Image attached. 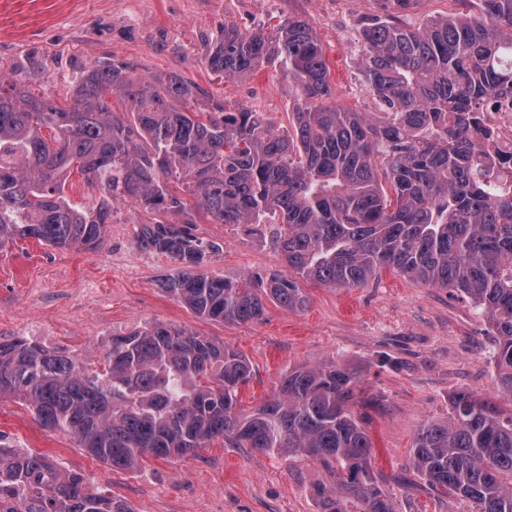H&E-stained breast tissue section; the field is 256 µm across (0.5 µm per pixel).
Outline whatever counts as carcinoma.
Wrapping results in <instances>:
<instances>
[{"label":"carcinoma","mask_w":512,"mask_h":512,"mask_svg":"<svg viewBox=\"0 0 512 512\" xmlns=\"http://www.w3.org/2000/svg\"><path fill=\"white\" fill-rule=\"evenodd\" d=\"M376 2L358 69L377 118L327 104L323 49L299 17L267 34L226 28L206 58L225 79L278 70L297 101L285 131L177 71L140 77L124 59L88 70L67 107L0 76V247L35 239L95 249L114 204L128 202L142 215L137 246L173 263L159 290L207 320H258L265 297L303 310L301 281L352 288L385 270L452 288L487 319L497 391L512 402V187L491 180L475 137L478 112L512 93V0H479L476 16L414 30L393 19L416 0ZM74 174L95 202L68 198ZM201 220L269 237L285 270L208 275L222 246L193 233ZM250 374L232 347L161 323L112 337L96 366L65 348L0 342V400L25 402L40 427L114 470L220 439L322 465L335 481L313 484L321 512H394L354 412L355 373L338 363L294 371L244 413L238 391ZM410 456L437 494L474 512H512V415L497 404L454 393L448 418L426 421ZM0 512L131 510L50 455L0 440Z\"/></svg>","instance_id":"obj_1"}]
</instances>
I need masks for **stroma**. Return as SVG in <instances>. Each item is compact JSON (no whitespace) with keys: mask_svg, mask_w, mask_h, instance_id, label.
<instances>
[{"mask_svg":"<svg viewBox=\"0 0 512 512\" xmlns=\"http://www.w3.org/2000/svg\"><path fill=\"white\" fill-rule=\"evenodd\" d=\"M375 0H0V74L28 78L33 93L66 105L85 70L108 57L127 59L139 75L182 73L209 94L266 112L290 128L296 103L279 75L264 67L233 80L213 75L205 59L225 29L270 32L299 16L316 32L337 105L375 109L356 69L360 33ZM96 249L55 248L33 239L0 249V339L24 337L93 361L102 344L144 323H165L231 346L252 367L243 410L273 396L288 372L330 362L359 377L373 441L372 467L395 512H472L469 502L440 498L420 480L410 448L421 425L448 415L460 390L493 399L494 338L468 299L389 271L345 289L306 284L309 303L289 311L266 301L245 324L202 319L162 294L158 277L172 263L135 244L138 215L121 206ZM218 242L207 270L230 280L284 268L278 251L234 224H200ZM394 366H381V356ZM0 438L50 454L88 487L124 499L133 512H320L316 479L327 471L301 457L232 448L222 441L140 469L115 471L42 429L30 410L0 401Z\"/></svg>","mask_w":512,"mask_h":512,"instance_id":"1","label":"stroma"}]
</instances>
